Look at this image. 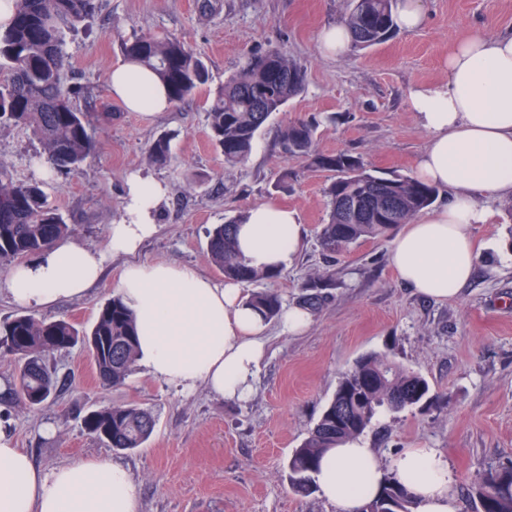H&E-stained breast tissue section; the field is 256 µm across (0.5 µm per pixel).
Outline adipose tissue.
<instances>
[{"mask_svg": "<svg viewBox=\"0 0 512 512\" xmlns=\"http://www.w3.org/2000/svg\"><path fill=\"white\" fill-rule=\"evenodd\" d=\"M447 81L418 83L409 104L430 138L416 176L451 192L431 214L408 224L394 241L391 262L416 293L438 301L456 297L470 279L477 249L475 224L496 213L476 194H512V34H475L448 55ZM112 94L131 112H162L170 101L152 71L123 62L110 71ZM167 190L149 174L127 183L124 214L105 248L65 241L14 266L7 278L13 301L44 309L95 286L108 256L135 253L153 236ZM240 254L255 268L284 269L301 246L300 218L275 202L249 209L237 228ZM119 294L134 313L138 356L148 373L186 392L205 383L216 395L243 399L264 357V317L235 282L202 276L191 266L134 262L120 276ZM417 512H455L454 477L433 448H408L394 462ZM384 472L373 449L350 441L328 449L315 475L322 497L341 512H358L378 492ZM135 488L120 465L88 461L38 471L0 430V512H137Z\"/></svg>", "mask_w": 512, "mask_h": 512, "instance_id": "ef3b65f1", "label": "adipose tissue"}]
</instances>
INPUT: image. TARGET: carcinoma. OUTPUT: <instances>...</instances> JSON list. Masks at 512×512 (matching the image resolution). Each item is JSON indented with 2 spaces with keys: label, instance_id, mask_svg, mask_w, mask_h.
I'll return each instance as SVG.
<instances>
[{
  "label": "carcinoma",
  "instance_id": "1",
  "mask_svg": "<svg viewBox=\"0 0 512 512\" xmlns=\"http://www.w3.org/2000/svg\"><path fill=\"white\" fill-rule=\"evenodd\" d=\"M11 23L0 29V126L29 130L42 144L47 163L55 172H69L96 150V139L85 114L74 100L82 89L61 84L65 65V29L88 18L94 0H13ZM394 0H360L344 17V26L356 48H369L393 37L396 25ZM125 59L153 71L166 87L169 100L181 101L208 83L204 60L179 39L141 36L124 43ZM306 72L276 50L253 55L247 65L224 82L207 112V137L224 157V164L247 161L253 141L269 117L304 89ZM315 126L294 121L279 131L285 151L303 157L309 166L329 173L325 188L329 215L321 225V248L334 253L360 240L384 237L400 224H410L430 207L437 190L414 177L396 172L378 175L363 160L348 152L321 153L314 149ZM169 141L161 137L150 147L153 161L167 163ZM238 214L208 231L207 252L212 263L233 281L250 283L279 277L278 271L253 268L236 248L234 227ZM70 226L50 206L40 182L20 183L0 166V265L37 255L64 239ZM318 292L302 304L317 309L329 300L319 292L328 279L306 284ZM247 302L265 319L280 314V297L270 291L252 293ZM86 349L97 377L107 386H120L134 370L138 357L136 322L119 296L99 312L89 331L79 330L65 319L37 320L17 314L0 326V355L17 362L14 398L25 406L42 407L56 387L55 372L45 354L75 346ZM430 388L421 375L381 355L357 360L341 376L336 392L308 437L288 461L291 488L301 494L315 490L313 473L328 448L353 441L369 427L377 410L422 408L431 404ZM88 433L116 450L142 447L150 438L152 415L137 406L104 407L85 416ZM396 491L403 497V512L415 503L394 476L386 478L378 496L363 504L360 512H393L383 496ZM482 512H512V463L491 468L474 487Z\"/></svg>",
  "mask_w": 512,
  "mask_h": 512
}]
</instances>
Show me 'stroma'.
Instances as JSON below:
<instances>
[{"label": "stroma", "mask_w": 512, "mask_h": 512, "mask_svg": "<svg viewBox=\"0 0 512 512\" xmlns=\"http://www.w3.org/2000/svg\"><path fill=\"white\" fill-rule=\"evenodd\" d=\"M426 22L368 49L330 57L320 47L324 28L342 23L349 0H96L92 16L65 33L63 82L81 84L76 98L95 131L94 156L79 170L53 174L29 130L0 127V165L15 180L41 182L49 204L70 226L69 242L100 248L123 213L128 177L151 172L168 187L156 234L135 254L138 262L188 264L202 275H223L206 254L208 230L249 208L275 201L294 209L303 245L274 280L242 284L243 295L270 290L283 305L305 297L307 281L330 275L332 302L313 313L301 333L268 321L266 352L250 395H214L206 385L182 394L136 366L118 387L102 386L83 347L46 355L59 388L38 410L12 401L16 372L0 357V415L14 447L42 471L86 461L125 466L138 512H339L319 493L299 495L288 482V460L331 399L340 375L359 357L382 354L429 383L427 408L380 409L360 437L385 473L408 448H434L456 481L458 512H478L467 488L488 469L512 459V194L477 195L497 221L476 224L479 249L473 275L457 298H423L390 263L393 236L368 239L347 252L322 250L317 232L328 220V175L287 156L278 131L298 119L313 121L315 147L360 156L369 169L414 175L428 133L409 105L417 83L447 79L444 62L471 34L512 32V0H423ZM149 34L177 37L200 54L210 81L165 112L127 111L109 85L121 45ZM276 50L306 71L304 91L274 113L253 142L248 160L225 165L207 138V109L224 81L248 57ZM112 115L111 125L99 116ZM170 141L166 164L152 161L151 145ZM124 258L110 260L101 281L83 297L65 299L38 319H66L85 329L117 293ZM112 405H135L154 418L143 447L114 450L84 428V417Z\"/></svg>", "instance_id": "1"}]
</instances>
